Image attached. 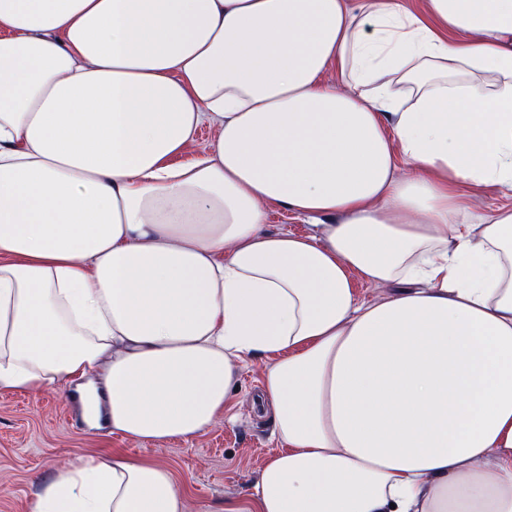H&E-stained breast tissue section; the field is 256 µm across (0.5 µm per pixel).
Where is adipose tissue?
<instances>
[{
    "mask_svg": "<svg viewBox=\"0 0 512 512\" xmlns=\"http://www.w3.org/2000/svg\"><path fill=\"white\" fill-rule=\"evenodd\" d=\"M463 185L512 188V0H0V388L161 444L259 358L283 447L224 512H512V209ZM30 512L188 505L85 455ZM215 131L208 127H203L197 134L195 141L180 155L174 158L175 163H184L193 160L205 153L213 139ZM459 192L467 206L471 223H479L481 217L498 207L512 206V189L506 187L473 191L462 186ZM302 218L296 217L294 214L278 207H273L269 211L267 229L271 232L281 230H291L294 232H303L307 228Z\"/></svg>",
    "mask_w": 512,
    "mask_h": 512,
    "instance_id": "1",
    "label": "adipose tissue"
}]
</instances>
